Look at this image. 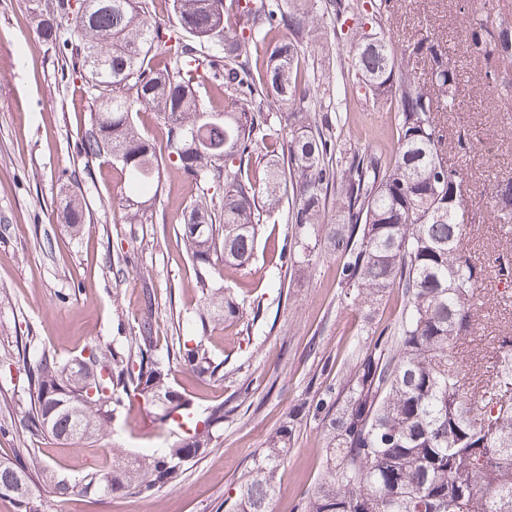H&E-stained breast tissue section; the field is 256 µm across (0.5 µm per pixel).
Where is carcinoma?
<instances>
[{"instance_id": "1", "label": "carcinoma", "mask_w": 512, "mask_h": 512, "mask_svg": "<svg viewBox=\"0 0 512 512\" xmlns=\"http://www.w3.org/2000/svg\"><path fill=\"white\" fill-rule=\"evenodd\" d=\"M92 2L84 13L79 0H52L41 35L57 39V20L68 21L61 55L74 71L97 72L87 86L92 109L79 149L116 172L113 214L126 224L153 223L167 160L199 186L181 232L201 273V330L244 317L233 289L213 288L211 280L226 266L252 274L261 228L278 223L284 209L291 227L281 263L303 272L325 241L345 257V301L372 315L391 291L403 298L400 320L371 331L351 370L309 404L324 433L326 468L307 493L305 512H512V338L498 339L491 391L479 406L454 352L480 323L488 269L512 279V253L478 266L465 246L464 180L448 164L440 120L453 108L457 73L439 42L422 36L396 47L374 27L354 35L352 70L374 103L396 112L395 133L386 144L339 154L328 118L333 76L315 72V56L323 17L342 15L345 0H245L240 15L224 0H168L172 28L153 18L149 0ZM495 2L465 0L471 15L460 46L480 66L483 91L507 97L512 42L503 32L512 16ZM253 42L266 44L256 60ZM414 57L430 65L426 84L409 66ZM140 112L162 118L161 144L141 133ZM490 198L497 218L512 223L511 175L493 183ZM84 209L80 191L62 199L75 233ZM154 303L145 290L138 330L121 350L90 348L82 371L92 395L79 386L72 358L44 349L23 361L25 428L35 439H92L143 397L162 410L158 420L173 440L150 452L114 448L112 464L73 482L35 457L0 454V496L19 512H39L36 477L61 497H152L220 437L234 409L221 402L199 411L171 388ZM178 359L200 376L214 377L221 367L195 336L179 343ZM296 426L290 417L267 439L238 485L233 512H269Z\"/></svg>"}]
</instances>
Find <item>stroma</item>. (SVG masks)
Instances as JSON below:
<instances>
[{
	"label": "stroma",
	"instance_id": "obj_1",
	"mask_svg": "<svg viewBox=\"0 0 512 512\" xmlns=\"http://www.w3.org/2000/svg\"><path fill=\"white\" fill-rule=\"evenodd\" d=\"M348 2L346 32L329 37L319 58L323 68L350 66L348 31L372 12L371 0ZM50 4L0 0V448L22 457L38 451L50 469L74 477L111 462L114 448L145 452L165 446L168 429L157 421L155 406L142 399L116 417L110 435L91 440L32 441L19 409L27 400L23 358H35L45 347L65 359L121 345L137 328L142 290L149 287L156 296L160 345L174 351L178 337L198 335L224 364L220 381L175 366L173 387L200 409L238 397L244 385L250 397L225 419L215 446L180 483L151 497L116 495L100 502L43 488L40 512H227L253 457L325 381L323 363L333 362L340 371L352 366L370 325L394 323L402 301L388 298L374 322H367L343 302V257L321 247L304 274L285 272L279 250L288 225L267 224L252 262L256 275L228 268L219 281L246 303H260L262 316L247 327L200 332L198 271L180 231L181 214L199 191L169 163L154 223L125 224L113 215L115 172L79 151L91 107L85 81L68 75L57 46L39 32L40 14ZM381 25L396 43L438 39L456 67L455 107L446 116L448 162L466 180L467 248L476 262L487 263L512 248V224L496 222L486 193L487 185L512 174V98L481 91L480 69L459 46L465 25L460 0H396ZM344 87L347 109L336 124L338 145L345 149L391 134L393 111L373 105L354 75H347ZM461 138L471 140V147L459 148ZM73 178L86 201L85 222L76 234L60 211L61 187ZM482 288L488 302L464 347L479 354L477 387L484 390L498 356L493 337L512 336V285L492 274ZM324 448L317 421L303 418L276 474L273 512H302L307 490L325 468Z\"/></svg>",
	"mask_w": 512,
	"mask_h": 512
}]
</instances>
